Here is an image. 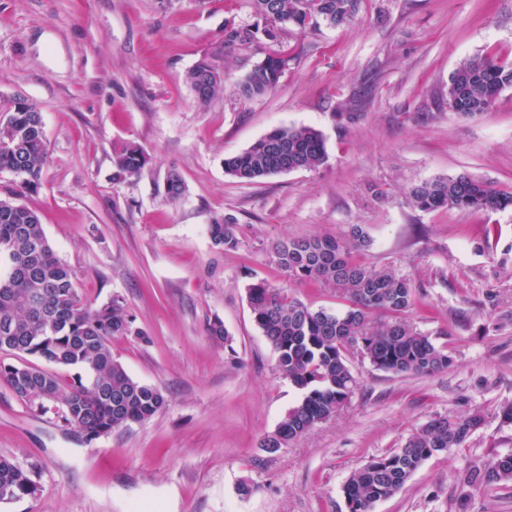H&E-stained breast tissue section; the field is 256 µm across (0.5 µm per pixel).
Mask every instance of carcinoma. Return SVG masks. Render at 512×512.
Segmentation results:
<instances>
[{
	"label": "carcinoma",
	"mask_w": 512,
	"mask_h": 512,
	"mask_svg": "<svg viewBox=\"0 0 512 512\" xmlns=\"http://www.w3.org/2000/svg\"><path fill=\"white\" fill-rule=\"evenodd\" d=\"M271 39L291 28L304 31L320 23L338 26L355 19L360 0H253ZM256 39L248 25L228 23L224 34L185 74L186 84L201 104L210 103L224 84V49L247 47ZM288 63L273 54L254 65L237 82L244 99L260 98L278 84ZM512 87V63L487 56L469 57L448 77V106L461 117L491 111L500 93ZM49 158L40 112L16 100L0 112V173L14 177L0 196V352L18 363L0 361V383L21 401L45 408L55 405L60 421L87 441L131 423L151 419L165 405L162 392L134 380L112 357L114 336L130 333L133 319L120 298L89 308L74 277L47 239L38 215L18 199L37 190ZM322 134L309 126L277 128L244 151L224 159L225 173L240 183H254L279 173L312 170L323 165ZM150 158L135 143L114 150L112 179L140 177ZM184 182L175 171L163 181L164 198L179 200ZM410 204L422 211L448 208L494 212L512 207V192L464 174L426 181L410 189ZM213 243L238 245L232 218L209 224ZM368 243L361 226L347 240L324 235L288 238L273 255L291 281L324 283L347 302L343 310L313 308L282 288L263 282L247 288L256 326L277 355V369L300 391L262 447L274 453L316 425L339 414L358 385L352 355L361 353L379 370L396 375H430L453 366L454 356L431 334L396 318L414 303L411 281L389 269H370L353 262L352 250ZM372 313L395 320L382 325ZM40 358L62 368L79 370L63 389L58 372L29 361ZM484 425L479 413L436 416L416 428L404 445L370 458L345 482L347 512H373L375 504L398 493L432 456L460 448ZM512 481V454L469 466L465 488ZM36 486L28 472L0 455V503L32 496Z\"/></svg>",
	"instance_id": "cac0c4a2"
}]
</instances>
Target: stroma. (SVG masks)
Segmentation results:
<instances>
[{
	"label": "stroma",
	"instance_id": "1",
	"mask_svg": "<svg viewBox=\"0 0 512 512\" xmlns=\"http://www.w3.org/2000/svg\"><path fill=\"white\" fill-rule=\"evenodd\" d=\"M230 21L260 24L253 0H0V109L36 104L49 146L42 183L22 202L91 307L124 298L138 333L115 337L112 355L166 398L148 421L88 441L0 383V454L38 487L0 512H347L342 486L369 458L434 416L477 410L486 422L464 447L426 460L373 512H512V482L459 498L469 463L512 453L500 420L512 402V208L406 201L449 174L512 191V88L479 117L448 107L463 59L512 61V0H361L344 25L225 51L231 77L200 105L184 75ZM276 49L291 58L276 89L239 98L237 78ZM293 125L323 133L322 166L252 184L225 174V158ZM126 142L152 169L116 182L112 149ZM171 170L186 186L174 204L157 189ZM222 217L237 224L236 248L208 234ZM353 224L370 240L355 259L411 280L406 320L455 363L417 376L354 362L348 406L266 452L262 438L299 392L278 372L247 289L262 281L343 308L333 289L289 280L272 247ZM217 320L228 340L210 335Z\"/></svg>",
	"mask_w": 512,
	"mask_h": 512
}]
</instances>
